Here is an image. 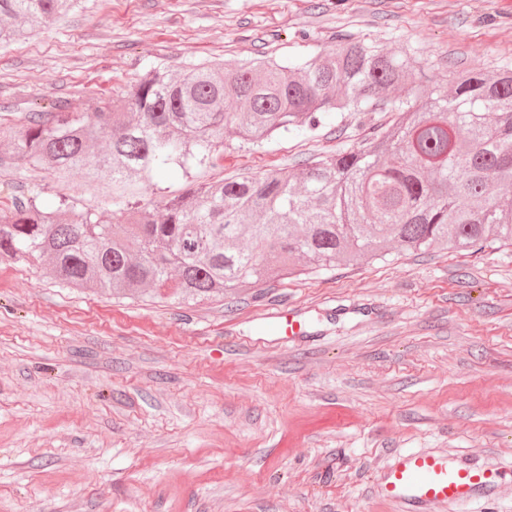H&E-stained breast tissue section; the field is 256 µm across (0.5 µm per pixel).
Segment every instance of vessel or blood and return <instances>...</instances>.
<instances>
[{
    "label": "vessel or blood",
    "mask_w": 512,
    "mask_h": 512,
    "mask_svg": "<svg viewBox=\"0 0 512 512\" xmlns=\"http://www.w3.org/2000/svg\"><path fill=\"white\" fill-rule=\"evenodd\" d=\"M504 472L476 467L425 449L396 454L382 468L374 486L378 496L397 502L403 512H430L433 505L482 502L495 512Z\"/></svg>",
    "instance_id": "b4317fda"
}]
</instances>
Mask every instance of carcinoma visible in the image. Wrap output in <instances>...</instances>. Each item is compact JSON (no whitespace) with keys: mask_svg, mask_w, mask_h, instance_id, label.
Listing matches in <instances>:
<instances>
[{"mask_svg":"<svg viewBox=\"0 0 512 512\" xmlns=\"http://www.w3.org/2000/svg\"><path fill=\"white\" fill-rule=\"evenodd\" d=\"M73 0H0V45L52 22ZM416 54L348 36L324 57L237 66H152L120 103L56 112L50 125L9 134L11 164L41 163L65 179L106 177L105 223L59 196L0 211V263L49 261L51 275L115 298L189 305L271 275L326 270L341 259L383 258L393 242L481 253L512 245V200L488 191L512 179V67L468 71L452 94L414 77ZM399 113L387 137L366 139L297 175L203 183L138 199L157 175L215 168L224 138L260 148L275 133L312 130L334 112ZM262 215L260 223L254 222Z\"/></svg>","mask_w":512,"mask_h":512,"instance_id":"1","label":"carcinoma"}]
</instances>
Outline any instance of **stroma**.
<instances>
[{"label": "stroma", "mask_w": 512, "mask_h": 512, "mask_svg": "<svg viewBox=\"0 0 512 512\" xmlns=\"http://www.w3.org/2000/svg\"><path fill=\"white\" fill-rule=\"evenodd\" d=\"M349 35L408 48L422 84L512 63V0H78L0 46V130L120 98L147 67L312 57ZM338 112L260 148L227 135L200 181L300 172L388 133ZM0 210L81 175L4 163ZM184 307L0 263V512H401L373 484L425 448L512 469V246L364 257ZM305 332L283 341L272 317Z\"/></svg>", "instance_id": "stroma-1"}]
</instances>
